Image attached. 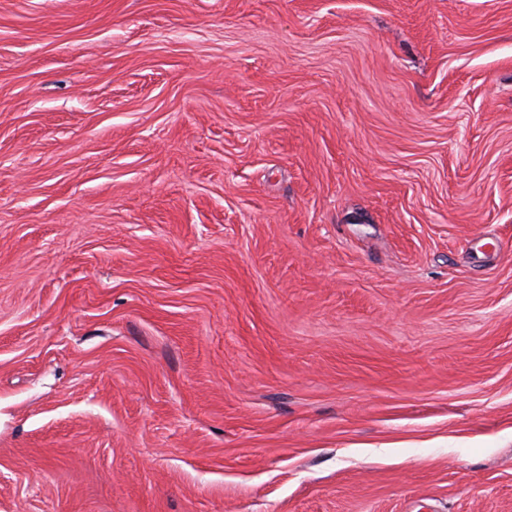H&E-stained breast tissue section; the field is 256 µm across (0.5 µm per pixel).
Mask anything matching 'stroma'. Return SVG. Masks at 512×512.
Returning a JSON list of instances; mask_svg holds the SVG:
<instances>
[{
    "mask_svg": "<svg viewBox=\"0 0 512 512\" xmlns=\"http://www.w3.org/2000/svg\"><path fill=\"white\" fill-rule=\"evenodd\" d=\"M0 512H512V0H0Z\"/></svg>",
    "mask_w": 512,
    "mask_h": 512,
    "instance_id": "stroma-1",
    "label": "stroma"
}]
</instances>
